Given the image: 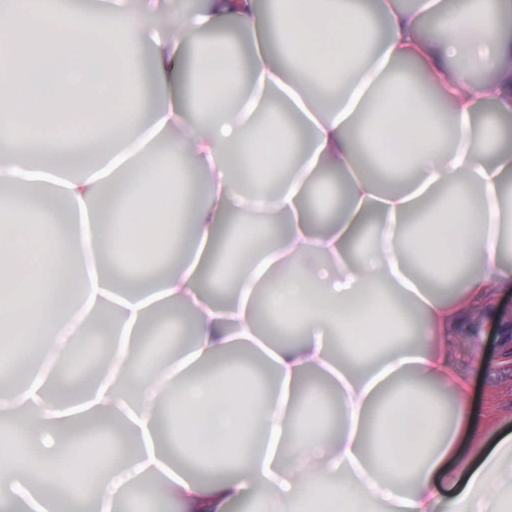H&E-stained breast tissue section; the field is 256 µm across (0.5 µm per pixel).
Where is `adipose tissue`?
Segmentation results:
<instances>
[{
    "label": "adipose tissue",
    "instance_id": "1",
    "mask_svg": "<svg viewBox=\"0 0 512 512\" xmlns=\"http://www.w3.org/2000/svg\"><path fill=\"white\" fill-rule=\"evenodd\" d=\"M288 0L279 17L253 0H207L203 14L137 0L132 8L90 13L60 0H0V183L30 185L61 198V228L0 201V368L36 328L44 349L77 332L72 320L107 324V367L67 397L52 392L54 372L30 369L0 396V417L23 430L0 441V503L22 512H119L129 489L151 480L181 512H224L260 499L263 512H437L440 479L448 512H512V435L454 472L458 440L483 439L467 404L466 382L440 338L464 309L484 304L492 285L512 283L503 265L512 205L501 185L512 148L486 143L512 122V50L503 31L512 0H474L433 36L421 20L442 0ZM230 20L252 38L240 60L233 44L186 58L188 28ZM54 42L59 69L50 94L34 96L19 66L44 53L29 32ZM149 40L153 84L165 110L130 124L143 109L130 92L126 60L133 41ZM112 51L111 96L90 89L99 49ZM194 76L207 101L188 123L180 92ZM448 104L445 112L437 103ZM105 151L89 153L97 136ZM51 156L27 165L29 147ZM400 172L390 191L358 166L359 155ZM205 176L203 204L183 214L180 161ZM147 173L121 209L103 194ZM282 231L243 263L222 301L203 279L219 240L240 243L244 224ZM191 244L148 290L119 289L107 263L150 261L173 251L175 233ZM93 252L75 298L58 292V274ZM431 273L464 282L448 303L431 294ZM299 322L302 337L274 342L260 331L257 298ZM192 318V339L162 371L133 370L140 337L159 311ZM425 319L428 345L396 341L401 311ZM249 351L275 373L266 390L244 386L235 369L199 381L194 371L227 352ZM451 393L448 419L437 389ZM98 423L132 438L123 463L84 486L79 462L60 433Z\"/></svg>",
    "mask_w": 512,
    "mask_h": 512
}]
</instances>
